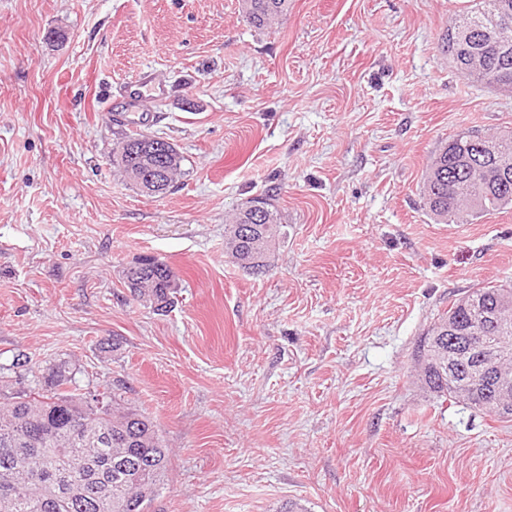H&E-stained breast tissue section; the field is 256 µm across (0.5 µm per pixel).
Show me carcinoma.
Wrapping results in <instances>:
<instances>
[{"mask_svg": "<svg viewBox=\"0 0 512 512\" xmlns=\"http://www.w3.org/2000/svg\"><path fill=\"white\" fill-rule=\"evenodd\" d=\"M465 11L448 26V42H458L460 30L471 28L487 13L502 19L503 36L512 44V0H468ZM246 21L263 29L287 14L288 0H241ZM449 60L465 79L495 90L512 86V67L502 73L492 51L475 48ZM494 142V154L483 155L482 141ZM512 161V130L480 134L462 130L442 145L422 176L425 209L445 224L473 221L512 207V178L505 187L484 183L483 167ZM153 156L126 157L120 152L113 165L128 174L153 175ZM281 217L265 200L238 208L225 225V249L240 267L258 274L283 237ZM138 272L123 271L124 283L134 300L165 311L172 303L176 275L165 262L146 256L134 263ZM512 295V283L488 285L456 298L437 320L452 317L461 325L480 323L483 307ZM486 339L512 344V316L485 327ZM66 364L52 368L44 384L15 400L0 403V512H147L170 458L150 418L124 404L114 392L89 390L76 394L64 388ZM423 380L439 397L459 399L465 388L472 392L471 406L512 421V408L501 407L470 382L464 362L453 371H439L424 361ZM86 465L70 478L86 488L85 498L65 502L58 498L55 477L67 465Z\"/></svg>", "mask_w": 512, "mask_h": 512, "instance_id": "cac0c4a2", "label": "carcinoma"}]
</instances>
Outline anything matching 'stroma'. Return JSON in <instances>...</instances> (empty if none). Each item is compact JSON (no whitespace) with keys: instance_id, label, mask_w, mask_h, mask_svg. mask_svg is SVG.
<instances>
[{"instance_id":"1","label":"stroma","mask_w":512,"mask_h":512,"mask_svg":"<svg viewBox=\"0 0 512 512\" xmlns=\"http://www.w3.org/2000/svg\"><path fill=\"white\" fill-rule=\"evenodd\" d=\"M468 0H0V402L63 363L149 416L170 452L149 512H512V422L419 380L451 300L512 280V209L439 224L420 196L464 129L512 130L443 38ZM167 84L111 120L142 72ZM111 112H104V98ZM184 156L147 195L123 133ZM268 198L285 240L256 275L225 221ZM177 274L167 312L123 271ZM240 5L244 18L256 29L270 26L288 12V0H241Z\"/></svg>"}]
</instances>
